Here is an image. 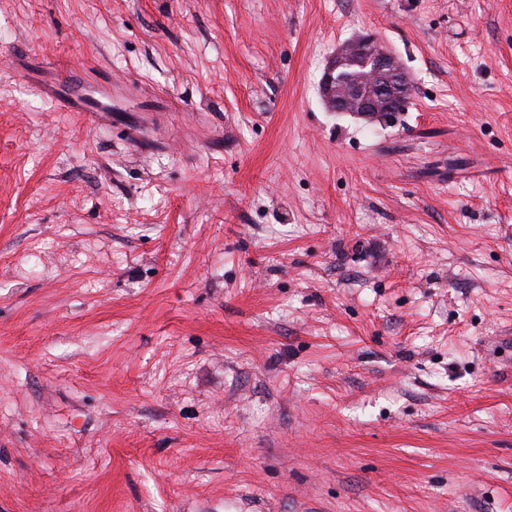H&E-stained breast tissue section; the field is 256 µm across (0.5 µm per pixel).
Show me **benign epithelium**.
Listing matches in <instances>:
<instances>
[{
  "label": "benign epithelium",
  "mask_w": 512,
  "mask_h": 512,
  "mask_svg": "<svg viewBox=\"0 0 512 512\" xmlns=\"http://www.w3.org/2000/svg\"><path fill=\"white\" fill-rule=\"evenodd\" d=\"M410 86L392 52L373 36H362L336 50L320 82L321 95L336 112L368 119L400 112L399 89Z\"/></svg>",
  "instance_id": "1"
}]
</instances>
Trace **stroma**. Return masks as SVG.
I'll use <instances>...</instances> for the list:
<instances>
[{"instance_id": "obj_1", "label": "stroma", "mask_w": 512, "mask_h": 512, "mask_svg": "<svg viewBox=\"0 0 512 512\" xmlns=\"http://www.w3.org/2000/svg\"><path fill=\"white\" fill-rule=\"evenodd\" d=\"M0 512H512V0H0ZM358 69L354 75L349 72ZM410 87L392 52L373 36H362L336 50L320 82L321 95L336 112L368 119L400 112L405 99L399 89ZM85 84L78 72L71 70L62 80L46 89L64 112H89L88 115L103 116L112 112V104L104 103L85 90Z\"/></svg>"}]
</instances>
